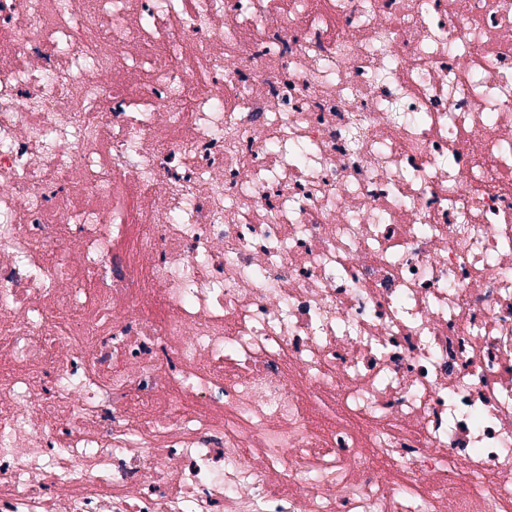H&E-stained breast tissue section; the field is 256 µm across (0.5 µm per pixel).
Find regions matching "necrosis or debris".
Instances as JSON below:
<instances>
[{"label": "necrosis or debris", "instance_id": "necrosis-or-debris-1", "mask_svg": "<svg viewBox=\"0 0 512 512\" xmlns=\"http://www.w3.org/2000/svg\"><path fill=\"white\" fill-rule=\"evenodd\" d=\"M0 512H512V0H0Z\"/></svg>", "mask_w": 512, "mask_h": 512}]
</instances>
